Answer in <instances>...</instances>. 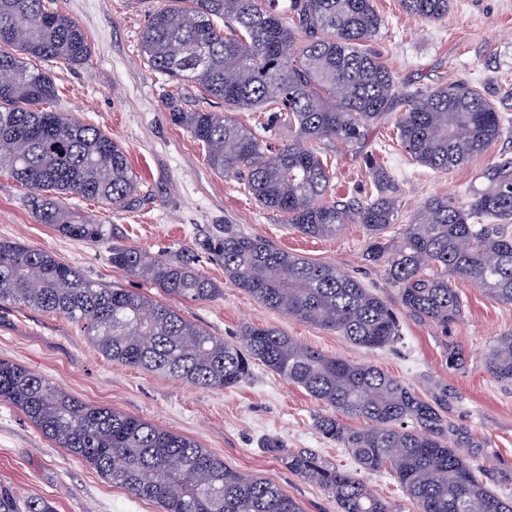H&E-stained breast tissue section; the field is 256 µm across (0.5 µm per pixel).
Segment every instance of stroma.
<instances>
[{"label":"stroma","instance_id":"obj_1","mask_svg":"<svg viewBox=\"0 0 512 512\" xmlns=\"http://www.w3.org/2000/svg\"><path fill=\"white\" fill-rule=\"evenodd\" d=\"M166 0H53L82 28L91 48L81 66L46 63L57 85L54 109L74 113L108 133L126 150L140 181V204L117 209L79 197L65 207L112 227V240L175 254L217 226L234 225L290 253L331 265L381 292L390 286L382 268L365 258L366 232L348 225L334 237L312 238L293 231L279 213L263 209L236 177L215 172L202 147L170 119V102L186 111H220L219 100L190 84H177L151 71L140 51V32ZM446 19L428 22L406 13L400 0H373L384 20L371 41L392 70L397 94L418 87L465 81L502 102L512 116V0H451ZM369 151L400 191L404 211L431 196L458 203L479 174L512 155V132L464 166L442 174L414 163L396 139L392 123L374 128ZM332 177L330 200L365 198L372 175L361 153L326 155ZM0 239L50 252L90 279L150 296L159 289L112 268L110 243L69 239L39 223L25 189L0 173ZM199 271L220 283L224 293L208 302L174 301L188 320L212 335L232 339L250 322L273 325L329 356L370 363L422 396L448 388V417L467 438L471 457L489 467V486L512 496V384L493 379L484 357L493 340L512 333V305L487 296L468 282L457 283L461 315L449 332L429 323L402 322V338L367 351L338 333L311 326L269 309L224 278L219 263L201 258ZM464 356L449 368V348ZM0 358L39 372L85 403L140 417L197 441L227 467L279 486L304 512H336L331 494L289 472L262 441L279 439L286 448H308L333 465L355 469L346 449L323 439L313 427L326 407L302 388L264 366L233 389L203 390L171 377L105 359L80 328L59 315L21 306L0 308ZM0 482L22 495L53 503L56 512H160L156 503L133 496L107 481L83 460L45 438L16 408L0 402Z\"/></svg>","mask_w":512,"mask_h":512}]
</instances>
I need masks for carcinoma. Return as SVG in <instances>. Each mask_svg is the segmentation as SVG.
I'll return each mask as SVG.
<instances>
[{
    "mask_svg": "<svg viewBox=\"0 0 512 512\" xmlns=\"http://www.w3.org/2000/svg\"><path fill=\"white\" fill-rule=\"evenodd\" d=\"M426 21L448 17L450 0H400ZM196 24H187V18ZM383 25L372 0H170L140 34L148 67L224 102V111L186 112L172 122L202 144L210 167L245 180L251 195L297 232L331 237L349 224L367 234L366 256L384 269L386 296L335 267L246 235L231 224L206 237L201 251L224 278L265 306L333 330L359 347L383 349L400 338V319L448 331L460 315L454 288L464 280L512 304V156L487 167L480 185L456 205L431 196L399 236L398 190L372 155L364 160L374 190L365 199L329 201L324 149L364 148L374 125L394 116L396 136L412 161L446 173L487 151L512 121L495 100L465 81L417 88L393 113L395 78L369 42ZM90 57L78 24L49 0H0V173L28 191L42 224L78 242L97 243L111 228L60 204L78 196L113 207L140 203L139 182L112 136L68 112L44 108L57 96L51 74L31 64ZM275 111L266 128H288L275 144L241 123L243 111ZM198 252L175 256L134 245L109 249L113 268L171 298L211 301L219 284L197 269ZM24 306L81 324L109 361L161 373L200 389L235 388L268 370L303 388L328 411L318 434L348 449L358 466L389 471L420 512H512V497L483 481L461 438L449 442L448 387L427 398L367 363L327 356L270 325L244 323L224 340L171 306L130 288L105 285L54 255L0 239V308ZM488 373L512 383V333L486 352ZM0 401L17 408L59 448L162 512H303L275 484L231 470L196 441L139 417L88 405L41 374L0 359ZM346 418L364 421L358 428ZM263 447L288 470L332 494L337 512H394L351 470L317 453L290 450L274 438ZM0 512H55L43 498L20 499L0 483Z\"/></svg>",
    "mask_w": 512,
    "mask_h": 512,
    "instance_id": "carcinoma-1",
    "label": "carcinoma"
}]
</instances>
